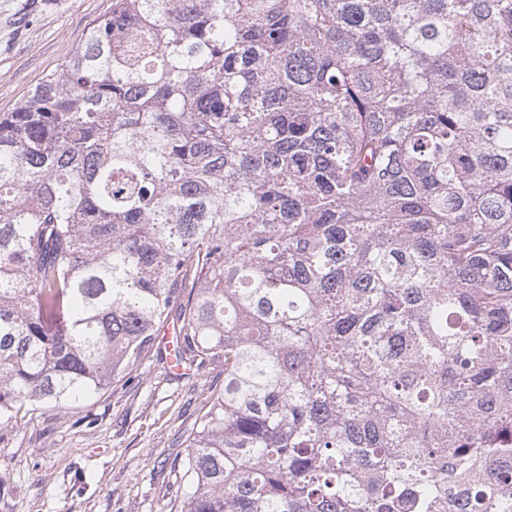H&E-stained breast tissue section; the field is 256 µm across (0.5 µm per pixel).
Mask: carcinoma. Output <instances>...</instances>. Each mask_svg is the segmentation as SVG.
<instances>
[{
  "mask_svg": "<svg viewBox=\"0 0 512 512\" xmlns=\"http://www.w3.org/2000/svg\"><path fill=\"white\" fill-rule=\"evenodd\" d=\"M169 321L181 512H512V0H112L0 113V431Z\"/></svg>",
  "mask_w": 512,
  "mask_h": 512,
  "instance_id": "carcinoma-1",
  "label": "carcinoma"
}]
</instances>
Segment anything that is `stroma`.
Masks as SVG:
<instances>
[{
	"mask_svg": "<svg viewBox=\"0 0 512 512\" xmlns=\"http://www.w3.org/2000/svg\"><path fill=\"white\" fill-rule=\"evenodd\" d=\"M112 0H0V113L57 69ZM221 368L177 375L158 347L75 407L0 437V512H177L171 471Z\"/></svg>",
	"mask_w": 512,
	"mask_h": 512,
	"instance_id": "obj_1",
	"label": "stroma"
}]
</instances>
